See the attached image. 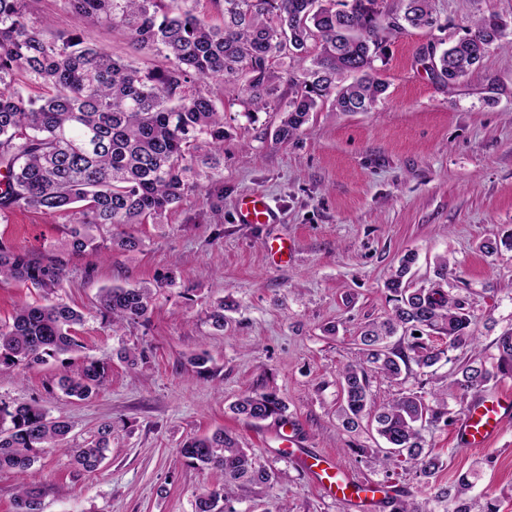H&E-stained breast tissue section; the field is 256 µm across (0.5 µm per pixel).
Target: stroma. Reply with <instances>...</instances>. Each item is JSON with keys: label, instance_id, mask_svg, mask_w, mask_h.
Wrapping results in <instances>:
<instances>
[{"label": "stroma", "instance_id": "obj_1", "mask_svg": "<svg viewBox=\"0 0 512 512\" xmlns=\"http://www.w3.org/2000/svg\"><path fill=\"white\" fill-rule=\"evenodd\" d=\"M432 7L436 26L391 40L376 60L388 88L370 111L324 104L299 136L279 143L277 111L249 122L233 85H214L228 131L222 198L182 202L159 224L123 225L139 249L70 256L54 296L0 281L1 321L26 303L66 302L86 316L72 360L106 368L103 387L82 402L59 391L58 360L0 372V401L39 406L72 426L63 448L39 453L32 467L44 512H195L197 495L216 476L178 450L187 437L219 428L276 476L267 489L232 487L237 512H275L282 504L288 512H353L322 494L274 439L278 419L254 423L230 411L246 390L277 392L305 451L331 454L362 480L400 486L404 499L427 498L413 470L376 462L380 439L370 421L346 432L337 408L339 373L360 357L358 330L390 310L384 283L406 253L417 255L412 273L420 283L448 258L449 294L467 299L480 320L474 347L454 358L494 367L495 341L512 331V251L487 256L478 249L512 233V49L490 50L452 89L432 70L434 56L480 17L497 16L512 40V0H432ZM33 10L51 17L54 29L80 28L113 57L131 55L123 29L80 25L59 0H35ZM250 193L270 201L275 223L239 222L238 201ZM64 240L63 222L38 210L0 217L5 247L41 256L61 251ZM136 285L156 290L147 321L109 324L98 310L100 290ZM222 301L233 309L219 331L208 315ZM122 347L130 360L120 358ZM201 353L210 358L204 378L190 363ZM452 370L448 363L396 381L372 376L373 399L409 390L444 394L462 416L470 400L453 386ZM106 421L112 439L99 469H76L69 449ZM422 435L443 462L439 484L481 461L473 495L512 512V419L487 449L463 447L454 422Z\"/></svg>", "mask_w": 512, "mask_h": 512}]
</instances>
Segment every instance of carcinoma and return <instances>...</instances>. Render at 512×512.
Returning a JSON list of instances; mask_svg holds the SVG:
<instances>
[{
    "instance_id": "1",
    "label": "carcinoma",
    "mask_w": 512,
    "mask_h": 512,
    "mask_svg": "<svg viewBox=\"0 0 512 512\" xmlns=\"http://www.w3.org/2000/svg\"><path fill=\"white\" fill-rule=\"evenodd\" d=\"M32 0H0V215L33 208L50 217L65 216V247L70 254L118 247L134 250L140 241L119 233L107 244L93 231L119 224H158L174 205L201 192L203 182L218 198L224 153V107L203 85L243 82L238 98L250 121L271 106L281 111L275 140L295 138L310 113L331 101L340 112H367L386 91L374 62L382 44L413 28L436 22L431 0H211L220 11L218 25L196 14L191 0H60L61 8L87 25L123 28L132 51L162 56L160 69L142 70L88 43L74 30H54L35 16ZM503 25L490 15L475 20L467 35L443 50L437 75L453 89L500 43ZM310 61L290 79L291 96L278 94L280 76L273 59ZM358 78L343 86L342 75ZM40 89L28 93L30 86ZM512 250V235L479 244L485 254ZM415 255L401 259L386 283L393 307L388 316L359 330L362 358L340 372L339 415L353 432L363 417L372 418L386 447L379 463L391 460L430 479L440 456L425 448V423L448 422L451 410L442 397L428 402L407 391L380 407L371 402L369 373L397 380L415 364L420 369L450 362L451 350L473 347L476 316L464 299L448 295V258L439 261V282L415 285L406 278ZM64 257L35 258L0 245V279L14 280L49 293L67 275ZM153 301L148 287L102 289L100 313L117 326L136 323ZM84 314L62 303L26 304L12 321L0 323V370H30L80 348L75 326ZM437 333L448 345L430 341ZM398 337L396 343L391 338ZM497 371L469 359L457 366L453 385L462 393L480 392L499 373L512 371V332L496 340ZM58 387L69 398L86 400L104 384L105 366L86 360H61ZM251 421L281 417L286 405L274 392L245 391L230 405ZM71 431L63 417L35 405L0 403V470L28 473L38 451L53 448ZM112 424L98 427L81 448L71 449L72 464L92 472L105 458ZM191 465L210 469L219 482L196 500V512H224L226 488L238 483L268 487L274 474L257 466L238 440L217 429L187 438L179 448ZM468 477L440 487L435 501L446 512H492L467 496ZM15 512H43L39 486L25 483Z\"/></svg>"
}]
</instances>
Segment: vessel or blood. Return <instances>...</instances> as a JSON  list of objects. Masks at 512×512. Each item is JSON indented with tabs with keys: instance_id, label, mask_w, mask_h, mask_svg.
Returning a JSON list of instances; mask_svg holds the SVG:
<instances>
[{
	"instance_id": "obj_1",
	"label": "vessel or blood",
	"mask_w": 512,
	"mask_h": 512,
	"mask_svg": "<svg viewBox=\"0 0 512 512\" xmlns=\"http://www.w3.org/2000/svg\"><path fill=\"white\" fill-rule=\"evenodd\" d=\"M275 212L265 197L250 194L238 206V219L244 224L272 223ZM512 418V395L485 393L476 398L458 423L457 433L462 446L486 448L499 437L504 422ZM277 439L287 440L298 451L297 461L325 494L353 502L359 512H376L385 498L384 492L367 489L365 481L347 473L336 461L318 453L299 451L296 438L288 437L286 429H278Z\"/></svg>"
}]
</instances>
